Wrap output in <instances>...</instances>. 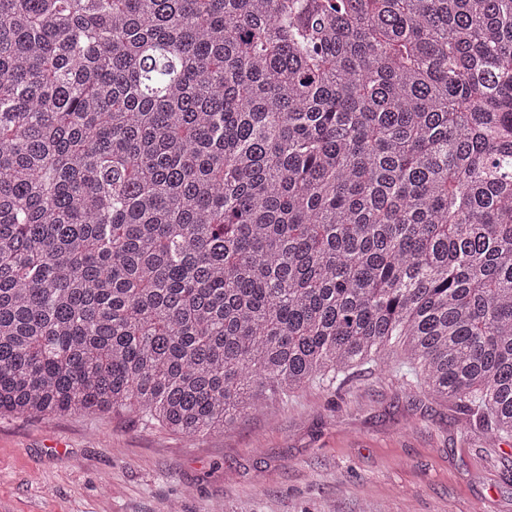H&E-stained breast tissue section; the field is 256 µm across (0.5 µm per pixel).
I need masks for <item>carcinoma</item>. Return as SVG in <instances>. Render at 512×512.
<instances>
[{
  "label": "carcinoma",
  "instance_id": "cac0c4a2",
  "mask_svg": "<svg viewBox=\"0 0 512 512\" xmlns=\"http://www.w3.org/2000/svg\"><path fill=\"white\" fill-rule=\"evenodd\" d=\"M398 347L512 436V0H0V414L194 439Z\"/></svg>",
  "mask_w": 512,
  "mask_h": 512
}]
</instances>
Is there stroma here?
<instances>
[{
	"mask_svg": "<svg viewBox=\"0 0 512 512\" xmlns=\"http://www.w3.org/2000/svg\"><path fill=\"white\" fill-rule=\"evenodd\" d=\"M199 439L134 411L0 415V512H512L492 441L408 365L269 390Z\"/></svg>",
	"mask_w": 512,
	"mask_h": 512,
	"instance_id": "35a3bbf8",
	"label": "stroma"
}]
</instances>
